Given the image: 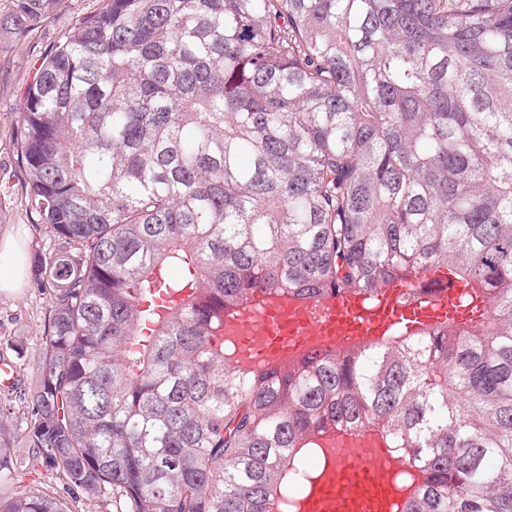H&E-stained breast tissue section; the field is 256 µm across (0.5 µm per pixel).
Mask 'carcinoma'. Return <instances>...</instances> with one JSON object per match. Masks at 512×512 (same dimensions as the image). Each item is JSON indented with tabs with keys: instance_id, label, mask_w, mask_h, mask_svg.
Here are the masks:
<instances>
[{
	"instance_id": "obj_1",
	"label": "carcinoma",
	"mask_w": 512,
	"mask_h": 512,
	"mask_svg": "<svg viewBox=\"0 0 512 512\" xmlns=\"http://www.w3.org/2000/svg\"><path fill=\"white\" fill-rule=\"evenodd\" d=\"M61 0H12L0 31ZM42 365L0 416L112 512H274L330 432L406 465L398 512H512V0H102L20 115ZM445 273L447 317L247 368L224 317Z\"/></svg>"
}]
</instances>
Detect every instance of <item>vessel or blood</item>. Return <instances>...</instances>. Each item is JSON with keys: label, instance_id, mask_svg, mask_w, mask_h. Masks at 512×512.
I'll return each mask as SVG.
<instances>
[{"label": "vessel or blood", "instance_id": "obj_1", "mask_svg": "<svg viewBox=\"0 0 512 512\" xmlns=\"http://www.w3.org/2000/svg\"><path fill=\"white\" fill-rule=\"evenodd\" d=\"M407 288L390 285L377 294L341 293L319 301L285 296L261 298L239 316L224 320V334L242 339L257 367L283 363L289 349L327 352L358 341L379 339L402 323L421 327L461 303L460 286L432 283L422 298L410 301ZM396 468L387 455L353 465L339 458L324 469L302 499L299 512H394L399 491Z\"/></svg>", "mask_w": 512, "mask_h": 512}]
</instances>
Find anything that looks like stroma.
<instances>
[{
    "instance_id": "1",
    "label": "stroma",
    "mask_w": 512,
    "mask_h": 512,
    "mask_svg": "<svg viewBox=\"0 0 512 512\" xmlns=\"http://www.w3.org/2000/svg\"><path fill=\"white\" fill-rule=\"evenodd\" d=\"M100 0H62L54 15L28 38L0 32V237L13 234L23 242L28 268L21 288L0 291V344L15 367L17 389L35 384L42 364L41 348L48 330L49 294L38 291L34 278L39 259L59 251L61 244L49 225L35 223L28 208V181L18 153L19 114L41 58L76 19L98 10ZM11 492L16 496L46 493L65 499L70 512H110L108 503L73 496L50 470L34 463L27 438L16 437Z\"/></svg>"
}]
</instances>
